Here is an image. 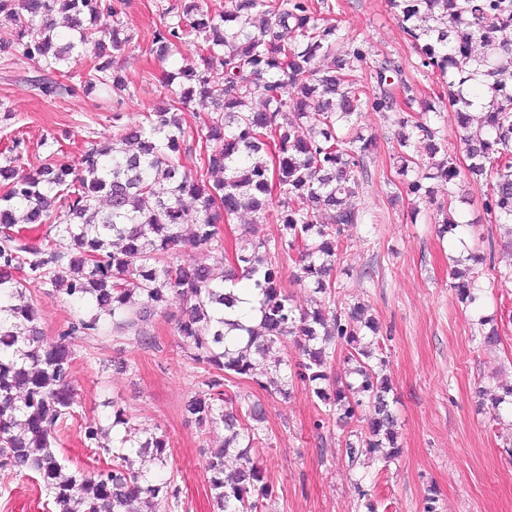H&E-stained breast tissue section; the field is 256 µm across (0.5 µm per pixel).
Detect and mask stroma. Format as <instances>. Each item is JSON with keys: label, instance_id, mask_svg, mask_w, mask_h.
<instances>
[{"label": "stroma", "instance_id": "35a3bbf8", "mask_svg": "<svg viewBox=\"0 0 512 512\" xmlns=\"http://www.w3.org/2000/svg\"><path fill=\"white\" fill-rule=\"evenodd\" d=\"M132 41L114 53L113 68L127 84L125 95L102 88L44 97L32 87L33 65L15 61L13 30L0 28V164L8 165L13 138H23L28 153L21 163L34 172L45 163L77 165L91 143L111 136L113 123L133 128L146 113L164 106L165 74L172 62L151 52L152 34L169 21L178 0H110ZM317 17L338 24L362 41L368 61L390 60L417 91L412 109L426 112L439 139L458 155L452 112H427V101L441 93L438 74L424 69L412 42L393 18L387 0H308ZM397 115L365 109L363 133L373 140L368 175L356 202L367 211L364 224L345 227L336 263L337 307L362 302L381 327L386 370L397 417L400 455L390 464L363 456L348 463L349 428L321 423L323 406L303 387L289 399L238 380L230 394L260 401L269 439L252 456L275 486L263 512H424L427 496L438 498L440 512H512V410L493 414L481 403L478 387L492 394L512 385V242L482 208L486 185L457 179L456 217L463 228L438 237L436 225L447 212L449 193L416 202L394 165L398 150ZM273 223L253 224L241 215L223 226L222 247L205 253V262L223 273L242 235L275 236ZM492 235L493 244L481 238ZM493 254V264L478 263L479 306L461 304L452 286L453 258ZM40 326L55 338L69 323L86 317L49 285L28 281ZM178 306L155 314L151 331L157 345L145 348L133 337L104 332L73 341L72 385L76 415L56 446L66 470L95 471L108 457L84 445L86 423L103 419L115 400L136 423L159 427L169 439L175 476L189 512H211L205 472L208 451L224 439L220 429L198 427L181 414L184 400L204 373L182 346L176 324ZM497 327L500 344L484 347L481 334ZM122 359L127 371H115ZM367 498H360L359 489ZM47 498L30 479L0 476V512H46Z\"/></svg>", "mask_w": 512, "mask_h": 512}]
</instances>
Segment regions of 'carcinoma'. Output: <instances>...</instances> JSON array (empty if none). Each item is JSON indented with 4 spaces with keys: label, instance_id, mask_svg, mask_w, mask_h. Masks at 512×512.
Listing matches in <instances>:
<instances>
[{
    "label": "carcinoma",
    "instance_id": "1",
    "mask_svg": "<svg viewBox=\"0 0 512 512\" xmlns=\"http://www.w3.org/2000/svg\"><path fill=\"white\" fill-rule=\"evenodd\" d=\"M388 6L421 66L444 80L447 91L430 111L454 112L463 171L489 186L483 208L512 236V0H388ZM6 24L14 29L18 59L66 79L38 83L43 95L93 84L119 96L127 91L110 59L87 78L69 69L92 28L114 50L131 41L107 0H0V25ZM191 39L200 43L201 64L166 73L167 84L178 86L175 111L152 112L135 129L117 128L75 168L47 163L28 175L0 166V179L9 181L0 195V473L36 475L52 512H157L161 502L168 512L188 509L167 436L135 423L115 400L105 421L84 430L90 446L112 457L109 466L65 476L55 448L75 414L72 339L108 327L141 338L151 315L174 303L182 305V345L205 365L182 412L224 430L223 444L205 464L213 512H260L275 496L250 456L268 440L261 405L225 407L227 383L235 378L285 399L299 382L328 418L367 421L366 432L345 442L351 462L378 452L387 463L400 453L386 359L365 362L377 323L363 303L337 309L331 280L344 227L368 221L353 202L372 150L358 115L365 106L399 113L397 172L412 175L407 189L419 200L433 196L431 181L452 184L461 171L456 160L441 151L431 124L397 106L395 86L405 104L415 100L400 69L368 64L363 44L320 21L307 0H229L218 13L201 0H181L174 19L154 31L152 45L166 61ZM363 67L381 90L372 100L354 75ZM196 99L213 110L192 128L183 113ZM213 141L219 146L210 151ZM195 146L209 180L192 177L183 164ZM242 211L255 224L273 221L277 236L244 240L230 269L217 275L201 256L222 246L221 222ZM17 224H48L50 231L29 243ZM55 235L68 241L67 250L56 248ZM285 258L294 261L293 281L321 295L312 308L297 309L285 293ZM24 272L90 314L47 339L18 277ZM452 275L459 299L477 303L472 268ZM243 278L258 303L254 326L230 318ZM290 337L300 358L294 375L285 360L269 356ZM338 348L343 379L330 371ZM232 451L237 465L227 475Z\"/></svg>",
    "mask_w": 512,
    "mask_h": 512
}]
</instances>
